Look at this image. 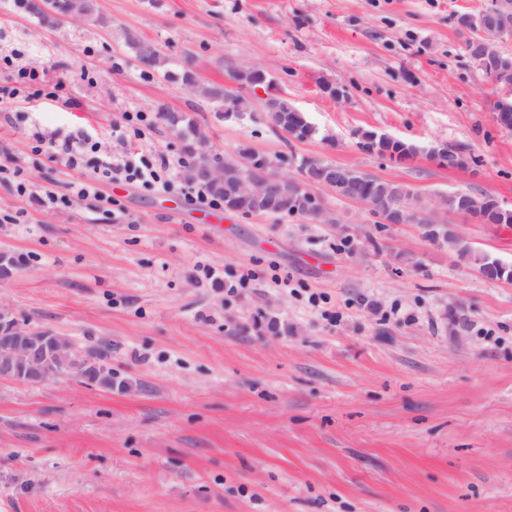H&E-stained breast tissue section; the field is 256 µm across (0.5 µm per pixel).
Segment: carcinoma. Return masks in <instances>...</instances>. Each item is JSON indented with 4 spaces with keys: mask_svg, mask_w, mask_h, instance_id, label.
<instances>
[{
    "mask_svg": "<svg viewBox=\"0 0 512 512\" xmlns=\"http://www.w3.org/2000/svg\"><path fill=\"white\" fill-rule=\"evenodd\" d=\"M42 0H17V6L22 11L37 17L44 24L54 23V18L45 14L41 7ZM55 12L63 14L72 9L80 16H87L94 10L93 0H53ZM164 76L181 82L190 93L212 102H224L228 95L224 87L219 85L201 84L191 70V60H185V66L178 73L164 72ZM232 78L241 86L257 87L271 86L270 75L259 70L236 71ZM269 118L273 126L288 133L296 141H305L314 137L316 130L307 121L303 112L294 109L290 112H271ZM160 119L168 128L176 129L177 138L182 143L183 154L189 159L186 167L188 180L206 185L210 192L219 198L224 206L245 215H298L309 216L308 197L303 188V179L314 180L329 167V164L310 158H301L298 162L300 178L283 181L279 185L277 202H269L247 194L244 184L251 178L252 171L271 161V158L253 151L250 147L242 146L237 156L224 159V179L212 180L205 177V171L210 165L213 152L208 145L206 133L186 114L180 112H162ZM358 144L366 152L379 157L389 154L390 159L403 164L414 159L421 150L413 143L406 141H390L383 139L374 131L357 133ZM431 159L441 166H462L465 158L456 148L444 147ZM355 182L343 191L337 187L332 190L338 195L343 193L355 194L359 199L370 204L375 211L385 216L389 222L396 224H421L427 229L431 239H442L449 246L465 254L468 247L452 235L448 228L430 218H421L413 213L407 203L410 201V190L399 184L382 181L367 173L352 170ZM475 219L494 224H512V214L497 208V202L490 200L487 210L475 216ZM484 276L490 279L512 280V269L496 261L485 262L481 265Z\"/></svg>",
    "mask_w": 512,
    "mask_h": 512,
    "instance_id": "1",
    "label": "carcinoma"
}]
</instances>
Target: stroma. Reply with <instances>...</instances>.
I'll use <instances>...</instances> for the list:
<instances>
[{"label": "stroma", "mask_w": 512, "mask_h": 512, "mask_svg": "<svg viewBox=\"0 0 512 512\" xmlns=\"http://www.w3.org/2000/svg\"><path fill=\"white\" fill-rule=\"evenodd\" d=\"M96 3L48 26L0 0V85L42 72L38 106L0 116V163L31 188L0 182V252L20 260L0 302L79 351L108 346L116 381L0 379V512H512V281L478 264L512 267V225L441 207L470 191L512 209L507 90L457 25L488 0ZM141 44L233 96V71L266 69L315 136L273 130L261 88L225 118L142 64ZM166 110L223 157L246 144L288 175L308 157L406 185L470 253L324 187L329 224L189 200ZM137 111L153 125L118 137ZM81 129L102 152L168 156L174 189L119 180L102 200L40 204L93 168L48 161L36 138ZM360 130L445 143L468 164L392 163L361 150Z\"/></svg>", "instance_id": "1"}]
</instances>
